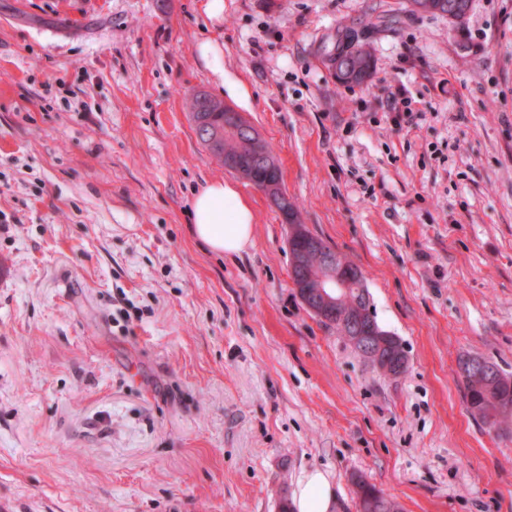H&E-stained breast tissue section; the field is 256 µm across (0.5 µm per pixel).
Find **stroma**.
<instances>
[{
  "label": "stroma",
  "instance_id": "stroma-1",
  "mask_svg": "<svg viewBox=\"0 0 512 512\" xmlns=\"http://www.w3.org/2000/svg\"><path fill=\"white\" fill-rule=\"evenodd\" d=\"M201 9L0 0V512H284L312 470L334 512L359 475L399 512H512V420L473 419L458 371L512 374V0L460 24L405 0ZM365 24L373 75L340 83L336 32ZM198 90L360 268L404 374L302 303L283 214L193 131ZM217 177L256 216L229 260L189 229ZM202 55L208 62L214 76V83L220 88L224 85V49L218 42L207 41L201 47Z\"/></svg>",
  "mask_w": 512,
  "mask_h": 512
}]
</instances>
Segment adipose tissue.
<instances>
[{"instance_id": "obj_1", "label": "adipose tissue", "mask_w": 512, "mask_h": 512, "mask_svg": "<svg viewBox=\"0 0 512 512\" xmlns=\"http://www.w3.org/2000/svg\"><path fill=\"white\" fill-rule=\"evenodd\" d=\"M191 230L212 252L229 258L242 255L252 245L256 217L235 185L216 178L193 198ZM336 495L323 472L306 473L293 503L296 512H331Z\"/></svg>"}]
</instances>
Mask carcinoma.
Wrapping results in <instances>:
<instances>
[{
  "label": "carcinoma",
  "mask_w": 512,
  "mask_h": 512,
  "mask_svg": "<svg viewBox=\"0 0 512 512\" xmlns=\"http://www.w3.org/2000/svg\"><path fill=\"white\" fill-rule=\"evenodd\" d=\"M347 39L355 40L364 46L368 44V39L364 31L354 27L346 26L337 31L334 51L344 56L342 66L354 67L359 58L344 54ZM190 116L200 142L208 149L214 142L220 145V150H225L231 157L238 158V168L235 172L253 186L261 187V176L266 171L267 162L241 149L238 142L224 138V102L206 92H196L191 99ZM462 381L463 398H468L471 392L477 395L476 400L468 405V411L488 429L496 430L512 417V375L505 374L499 369L491 375L482 370L469 371L462 376ZM367 497L374 500L372 512H398L397 505L391 499L364 479L356 484V498Z\"/></svg>",
  "instance_id": "1"
}]
</instances>
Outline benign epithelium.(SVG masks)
I'll list each match as a JSON object with an SVG mask.
<instances>
[{
  "label": "benign epithelium",
  "mask_w": 512,
  "mask_h": 512,
  "mask_svg": "<svg viewBox=\"0 0 512 512\" xmlns=\"http://www.w3.org/2000/svg\"><path fill=\"white\" fill-rule=\"evenodd\" d=\"M249 138L241 140L244 147L267 161L263 192L275 207L287 204L288 197L277 192L278 170L273 153L266 143L252 129H247ZM289 248H297L303 253L311 252L319 258L313 268H299V275L293 276L294 286L302 293L306 305L320 316L336 315L341 324L355 326V330L346 334L347 341L358 351L370 357L383 372L390 376H399L406 366L402 355L393 352L383 339L384 333L371 324H363L364 311L352 316L341 311L345 295L352 288H363L365 282L359 270L348 264L339 254L312 234L295 233L288 241Z\"/></svg>",
  "instance_id": "7a95c632"
}]
</instances>
